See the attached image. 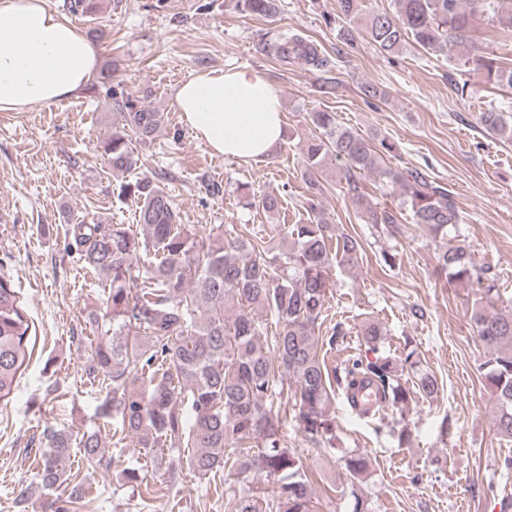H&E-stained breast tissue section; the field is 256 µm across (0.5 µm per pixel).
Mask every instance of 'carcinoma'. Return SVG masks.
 <instances>
[{
    "mask_svg": "<svg viewBox=\"0 0 512 512\" xmlns=\"http://www.w3.org/2000/svg\"><path fill=\"white\" fill-rule=\"evenodd\" d=\"M237 2L265 19L280 13V0ZM359 13V0H337L338 38L347 47L365 37L387 55L407 46L425 52L462 48L486 82L512 90V61L476 53L470 38L477 16L512 30V0H391V7L372 13L361 26L351 25ZM270 52L304 61L323 73L325 89L335 90V62L304 36L291 35ZM110 96L112 131L100 142L101 156L113 173L125 174L139 168L135 144L153 143L165 127V115L122 89L112 88ZM308 117L318 130L303 150L304 179L314 190L308 197L312 218L277 229L276 243L232 224L197 236L180 223L160 182L148 176L122 187L139 204L136 226L102 224L87 213L70 227L84 266L109 282L105 312L88 315L94 330L101 331L90 342L86 366L89 381L106 389L100 415L112 419L120 437L135 439L157 469L175 470L164 449L184 448L187 468L202 477L224 468L237 475L265 474L273 484L271 494L230 498L225 504L230 512H314L312 482L279 433L275 405L284 391H290L300 432L319 448H334L329 408L335 396H344L356 414L374 418L407 405L417 392L431 397L439 390L437 377L419 368L413 350L398 361L381 355L367 363L357 358L339 372L329 370L320 356L315 329L332 288L331 270L357 268L364 255L361 240L340 231L315 203L322 191L318 176L332 165L365 223L392 236L403 232L404 214H409L419 229L445 240L436 260L450 282L477 289L468 315L489 354L485 382L497 406L496 431L512 441V309L496 307L489 269L477 266L463 245L448 239L461 217L447 187L422 167L387 165L385 159L400 156L390 139L346 127L333 112ZM479 121L490 134L512 142V116L500 106L486 105ZM370 174L399 193L397 206L371 205L361 183ZM260 311L276 320L270 347L261 341L266 324ZM31 330L20 292L0 275V402L11 397L18 373L32 356ZM359 335L375 351L384 333L368 321ZM406 371L415 377L411 388ZM365 380L379 393L371 409L358 408L349 397ZM44 439L38 477L51 498L48 508L78 512L82 484L66 467L71 435L49 426ZM80 447L90 467L110 468L101 428L84 431ZM344 466L348 479L358 481L367 461L354 453Z\"/></svg>",
    "mask_w": 512,
    "mask_h": 512,
    "instance_id": "1",
    "label": "carcinoma"
}]
</instances>
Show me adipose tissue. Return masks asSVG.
Returning a JSON list of instances; mask_svg holds the SVG:
<instances>
[{"label":"adipose tissue","mask_w":512,"mask_h":512,"mask_svg":"<svg viewBox=\"0 0 512 512\" xmlns=\"http://www.w3.org/2000/svg\"><path fill=\"white\" fill-rule=\"evenodd\" d=\"M96 66L89 39L46 0H0V112L68 97L91 82ZM174 104L218 154L255 160L285 137L280 99L256 73H197L180 84Z\"/></svg>","instance_id":"adipose-tissue-1"}]
</instances>
